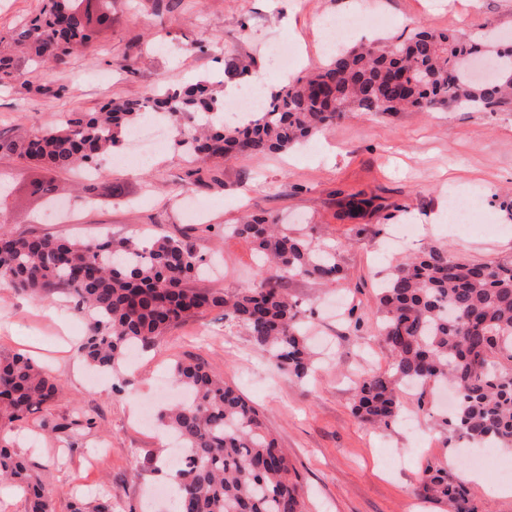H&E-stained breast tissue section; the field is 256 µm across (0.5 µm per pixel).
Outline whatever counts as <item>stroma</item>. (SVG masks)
<instances>
[{"instance_id": "stroma-1", "label": "stroma", "mask_w": 512, "mask_h": 512, "mask_svg": "<svg viewBox=\"0 0 512 512\" xmlns=\"http://www.w3.org/2000/svg\"><path fill=\"white\" fill-rule=\"evenodd\" d=\"M381 15L370 28L377 37H405L418 25L464 32L484 27L512 36V0H112L107 28L95 51L65 64L30 68L26 87H0V134L21 136L56 125L72 112H94L114 99L139 98L207 76L221 81L225 60H250L253 72L273 85L287 75L272 70L269 49L286 42L297 54V72L323 65L331 29L320 18L352 11ZM206 42L198 50L197 42ZM189 165L172 148L145 167L113 168L88 181L93 206L69 203L64 222L47 224L44 197L31 194L39 179L74 183L70 173L38 171L0 155V225L11 230L83 239L151 236L161 229L188 236L195 248L217 253L220 265L198 289L227 293L251 287L258 266L249 243L222 236L224 225L246 212L315 228L335 245L344 280L332 287L292 282L288 290L306 310L318 346L315 376L298 381L274 372L245 333L224 331V312L214 309L171 327L135 363L97 374L77 356L86 325L61 316L66 299L54 296L52 313L29 297L0 288V353L24 352L63 385L48 415L59 421L93 419L92 428L49 433L30 440L19 432L23 452L52 500L68 512L75 497L111 499L114 512H152L150 486L165 485L161 472L143 467L145 455L166 461L162 426L135 422L140 405H160L157 383H170L174 359L204 362L259 410L302 486L304 512H454L447 501L419 495L418 478L433 466L465 474L451 459L441 417L423 413L416 394H401V419L372 429L352 414L361 373H386L391 356L374 331V294L382 271L406 253L445 247L462 261L512 259V112L429 111L353 114L309 143L262 159H224L218 181L193 186L210 205L214 234L194 230L173 198ZM364 192L371 208L359 218L345 214L348 194ZM462 197L473 212V229L448 222V200ZM415 225L414 237L394 242L396 228ZM342 298L341 316L326 304ZM363 330H356V319ZM110 454L89 461L92 448Z\"/></svg>"}]
</instances>
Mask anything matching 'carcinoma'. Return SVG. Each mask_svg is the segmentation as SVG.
<instances>
[{
    "instance_id": "cac0c4a2",
    "label": "carcinoma",
    "mask_w": 512,
    "mask_h": 512,
    "mask_svg": "<svg viewBox=\"0 0 512 512\" xmlns=\"http://www.w3.org/2000/svg\"><path fill=\"white\" fill-rule=\"evenodd\" d=\"M90 4L44 0L39 14L0 48V84H27L21 56L32 66L63 64L72 53L94 48ZM224 71L244 78L250 63L230 58ZM223 106L224 97L202 78L142 99L111 100L97 112H74L27 136H0V154L73 172L112 154L147 109L172 120L173 149L195 162L286 152L357 112H512V50L482 29L458 34L422 25L405 39L340 47L323 66L266 94L247 124L224 127L215 118ZM224 232L253 246L259 259L254 287L234 294L187 287L203 274L207 257L163 231L115 243L0 226V288L40 303L69 297L87 321L79 356L103 373L132 350L150 348L167 329L222 308L226 329L249 336L275 370L305 380L316 359L304 309L288 283L342 280L336 248L311 230L292 232L264 215H243ZM375 310L391 370L360 378L353 414L388 426L399 414L400 384L448 382L458 393L447 421L453 434L476 448H512V261L463 262L441 247L405 256L378 288ZM171 371L172 382L189 394L158 416L190 460L176 469L179 512H301L288 459L250 401L202 362L177 360ZM62 392V383L30 357L0 354V482L24 488L26 512L53 508L16 449L14 428ZM418 482L425 494L455 504L456 512H475L464 484L447 470L427 468ZM68 512H112V503L75 499Z\"/></svg>"
}]
</instances>
